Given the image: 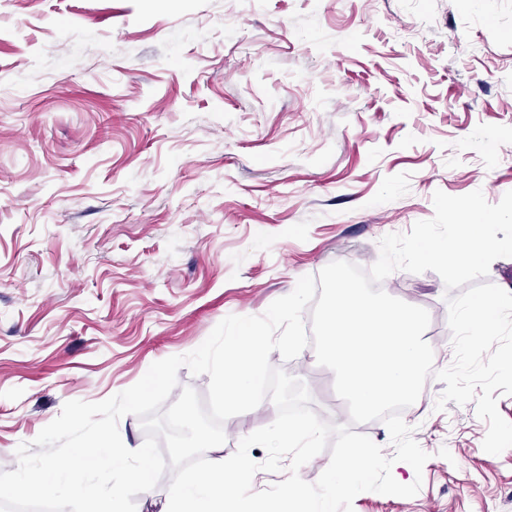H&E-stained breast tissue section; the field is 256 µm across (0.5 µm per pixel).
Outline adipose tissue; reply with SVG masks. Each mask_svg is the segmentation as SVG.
Listing matches in <instances>:
<instances>
[{"label": "adipose tissue", "instance_id": "1", "mask_svg": "<svg viewBox=\"0 0 512 512\" xmlns=\"http://www.w3.org/2000/svg\"><path fill=\"white\" fill-rule=\"evenodd\" d=\"M258 341L251 324L240 326L237 335L224 339V348L215 358L218 389L231 397L243 414L266 411L264 402L252 399L251 389L262 374Z\"/></svg>", "mask_w": 512, "mask_h": 512}]
</instances>
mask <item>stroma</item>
<instances>
[{"label":"stroma","mask_w":512,"mask_h":512,"mask_svg":"<svg viewBox=\"0 0 512 512\" xmlns=\"http://www.w3.org/2000/svg\"><path fill=\"white\" fill-rule=\"evenodd\" d=\"M512 191V0H0V471L65 402H99L258 316L335 261L434 215L433 194ZM426 309L435 272L381 284ZM313 347L270 363L350 422ZM405 416L412 497L353 512H512V447L474 403Z\"/></svg>","instance_id":"stroma-1"}]
</instances>
